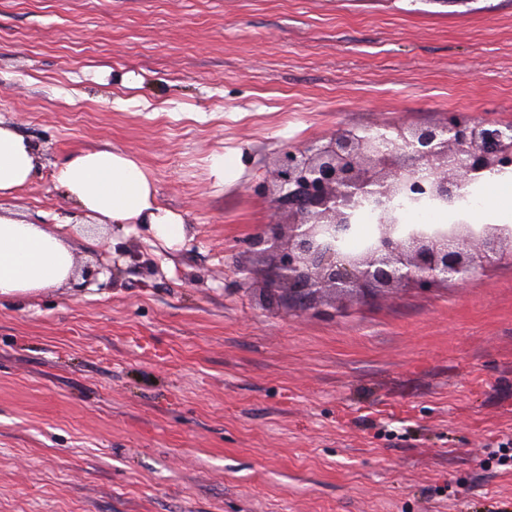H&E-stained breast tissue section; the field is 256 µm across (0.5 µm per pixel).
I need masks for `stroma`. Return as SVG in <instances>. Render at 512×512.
I'll return each mask as SVG.
<instances>
[{"label":"stroma","instance_id":"1","mask_svg":"<svg viewBox=\"0 0 512 512\" xmlns=\"http://www.w3.org/2000/svg\"><path fill=\"white\" fill-rule=\"evenodd\" d=\"M451 112L512 122V0H0V124L39 157L0 209L77 259L0 297V512H512V264L341 311L238 285L282 149ZM104 145L181 246L55 186Z\"/></svg>","mask_w":512,"mask_h":512}]
</instances>
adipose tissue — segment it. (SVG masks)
I'll return each mask as SVG.
<instances>
[{
    "instance_id": "adipose-tissue-1",
    "label": "adipose tissue",
    "mask_w": 512,
    "mask_h": 512,
    "mask_svg": "<svg viewBox=\"0 0 512 512\" xmlns=\"http://www.w3.org/2000/svg\"><path fill=\"white\" fill-rule=\"evenodd\" d=\"M38 173L34 146L0 126V196L28 186ZM54 181L88 216L123 227L148 225L167 247L184 242L185 217L163 207L150 174L118 149L80 152L59 165ZM485 205L470 213L475 224L512 223V171L484 173ZM76 257L62 225L35 224L0 212V296L23 298L67 282Z\"/></svg>"
}]
</instances>
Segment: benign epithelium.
Here are the masks:
<instances>
[{"mask_svg":"<svg viewBox=\"0 0 512 512\" xmlns=\"http://www.w3.org/2000/svg\"><path fill=\"white\" fill-rule=\"evenodd\" d=\"M512 168V124L450 113L439 124L379 125L364 135L338 132L278 156L273 201L288 206L249 241L270 257L268 291L294 306L325 291L369 298L398 288H466L492 267L512 262V227L471 224L463 216L439 229L401 223L388 206L397 196L453 209L483 172ZM375 205L377 224L360 250L346 249L361 202Z\"/></svg>","mask_w":512,"mask_h":512,"instance_id":"benign-epithelium-1","label":"benign epithelium"}]
</instances>
